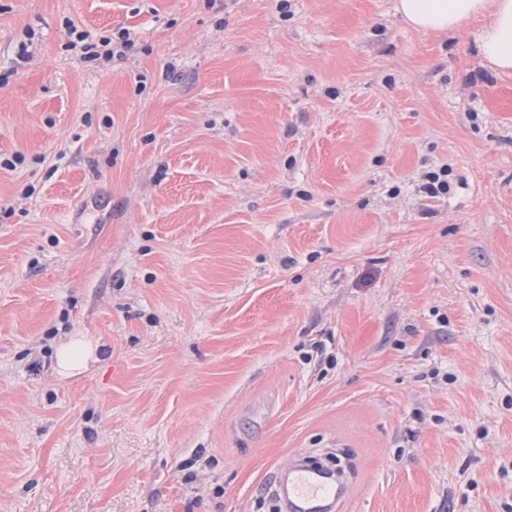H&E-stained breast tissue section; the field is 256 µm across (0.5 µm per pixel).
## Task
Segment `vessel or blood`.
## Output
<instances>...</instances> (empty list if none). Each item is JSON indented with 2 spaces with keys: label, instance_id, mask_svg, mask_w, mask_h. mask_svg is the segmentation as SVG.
Segmentation results:
<instances>
[{
  "label": "vessel or blood",
  "instance_id": "vessel-or-blood-1",
  "mask_svg": "<svg viewBox=\"0 0 512 512\" xmlns=\"http://www.w3.org/2000/svg\"><path fill=\"white\" fill-rule=\"evenodd\" d=\"M279 479L290 512H343L348 501V482L320 475L300 460Z\"/></svg>",
  "mask_w": 512,
  "mask_h": 512
}]
</instances>
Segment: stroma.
<instances>
[{"label":"stroma","instance_id":"stroma-1","mask_svg":"<svg viewBox=\"0 0 512 512\" xmlns=\"http://www.w3.org/2000/svg\"><path fill=\"white\" fill-rule=\"evenodd\" d=\"M397 4L0 0V512H275L337 443L347 512H512V72ZM65 26L70 38L69 47L72 50L79 47L82 58L86 60L125 56L135 46L130 30L121 29L112 32V38L108 36L97 38L91 32L79 29L71 20H67ZM448 166L441 167L438 171H431L426 176V182L422 185V192L429 197H438L448 194Z\"/></svg>","mask_w":512,"mask_h":512}]
</instances>
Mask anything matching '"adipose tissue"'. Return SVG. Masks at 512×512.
<instances>
[{
    "label": "adipose tissue",
    "mask_w": 512,
    "mask_h": 512,
    "mask_svg": "<svg viewBox=\"0 0 512 512\" xmlns=\"http://www.w3.org/2000/svg\"><path fill=\"white\" fill-rule=\"evenodd\" d=\"M414 28L443 33L467 19L483 20L481 53L500 71L512 70V0H399Z\"/></svg>",
    "instance_id": "adipose-tissue-1"
}]
</instances>
